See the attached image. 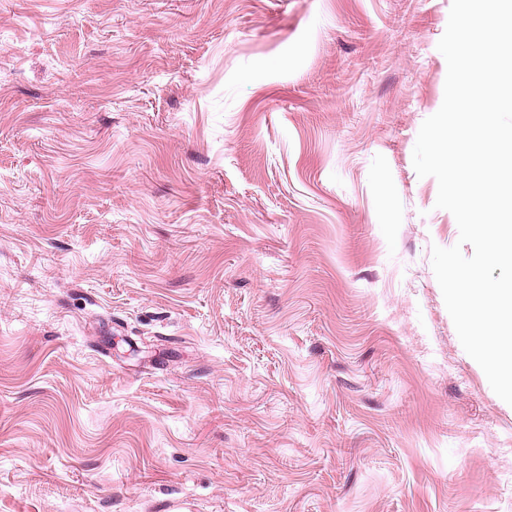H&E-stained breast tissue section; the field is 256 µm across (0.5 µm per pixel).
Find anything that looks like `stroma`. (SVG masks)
<instances>
[{
  "label": "stroma",
  "mask_w": 512,
  "mask_h": 512,
  "mask_svg": "<svg viewBox=\"0 0 512 512\" xmlns=\"http://www.w3.org/2000/svg\"><path fill=\"white\" fill-rule=\"evenodd\" d=\"M451 3L0 0V512H512L413 166Z\"/></svg>",
  "instance_id": "stroma-1"
}]
</instances>
